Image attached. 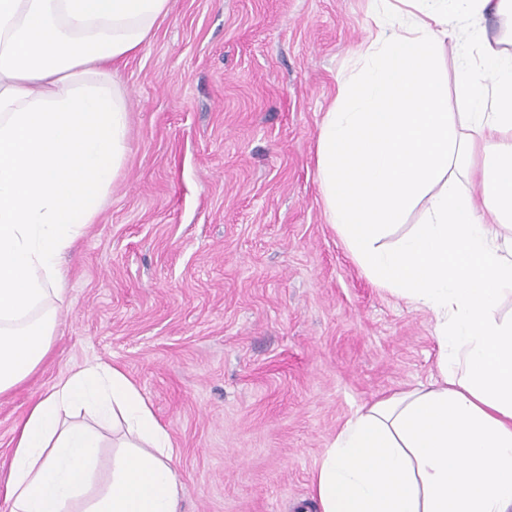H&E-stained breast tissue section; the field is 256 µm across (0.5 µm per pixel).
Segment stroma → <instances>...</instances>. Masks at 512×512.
Segmentation results:
<instances>
[{
  "instance_id": "obj_1",
  "label": "stroma",
  "mask_w": 512,
  "mask_h": 512,
  "mask_svg": "<svg viewBox=\"0 0 512 512\" xmlns=\"http://www.w3.org/2000/svg\"><path fill=\"white\" fill-rule=\"evenodd\" d=\"M372 23L371 0H171L120 69L126 160L64 256L51 355L0 395V512L16 426L90 362L170 433L182 512H297L352 412L434 373L432 315L322 202L318 126Z\"/></svg>"
}]
</instances>
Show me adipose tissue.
Masks as SVG:
<instances>
[{
  "label": "adipose tissue",
  "mask_w": 512,
  "mask_h": 512,
  "mask_svg": "<svg viewBox=\"0 0 512 512\" xmlns=\"http://www.w3.org/2000/svg\"><path fill=\"white\" fill-rule=\"evenodd\" d=\"M374 2L316 163L326 219L362 273L433 315L438 374L356 409L312 497L317 512H512V316L496 314L512 292V52L481 26L491 7L511 21L512 0ZM169 12L170 0H0V394L52 351L62 258L126 156L114 73ZM461 31L451 89L437 51ZM420 202L421 222L383 245ZM13 443L9 512H180L170 434L117 367L73 371Z\"/></svg>",
  "instance_id": "obj_1"
}]
</instances>
